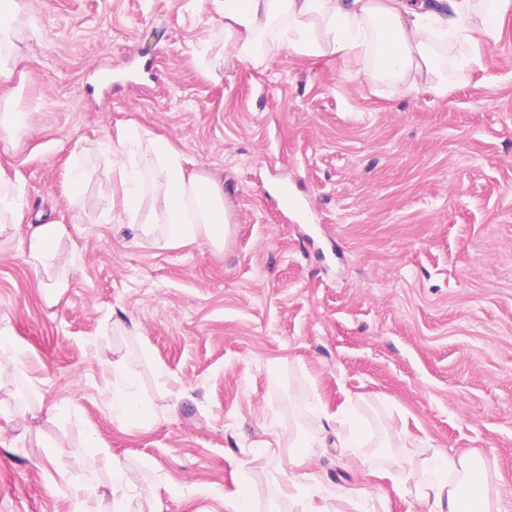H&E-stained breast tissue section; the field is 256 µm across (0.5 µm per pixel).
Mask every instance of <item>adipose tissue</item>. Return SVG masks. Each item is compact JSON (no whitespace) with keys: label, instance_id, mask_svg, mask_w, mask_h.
<instances>
[{"label":"adipose tissue","instance_id":"adipose-tissue-1","mask_svg":"<svg viewBox=\"0 0 512 512\" xmlns=\"http://www.w3.org/2000/svg\"><path fill=\"white\" fill-rule=\"evenodd\" d=\"M211 0L224 20V48L255 65L270 54L268 37L307 57L336 54L356 64L369 84L387 82L400 94L428 85L448 93V74L433 44L449 43L464 65L479 64L481 47L496 43L500 19L512 0ZM24 0H0V85L9 84L22 59L13 41ZM105 181L119 180L122 207L138 235L157 247L206 242L224 244L227 203L224 184L192 167L185 154L148 131L129 126L102 145ZM58 224H39L30 235V254L43 267L65 265L58 250ZM399 496H413L429 512H502L501 494L476 453H438L421 473L405 465L380 471Z\"/></svg>","mask_w":512,"mask_h":512}]
</instances>
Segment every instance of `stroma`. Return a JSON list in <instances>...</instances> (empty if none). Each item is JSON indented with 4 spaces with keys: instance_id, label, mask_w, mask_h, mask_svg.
Returning a JSON list of instances; mask_svg holds the SVG:
<instances>
[{
    "instance_id": "stroma-1",
    "label": "stroma",
    "mask_w": 512,
    "mask_h": 512,
    "mask_svg": "<svg viewBox=\"0 0 512 512\" xmlns=\"http://www.w3.org/2000/svg\"><path fill=\"white\" fill-rule=\"evenodd\" d=\"M25 2L27 60L0 89V192L27 204L0 231V512H225L242 487L253 512H304L269 489L315 433L300 471L329 512H407L375 471L465 452L512 512V12L440 98L332 54L239 60L209 0ZM130 123L223 180L222 249L139 245L105 208L100 145ZM280 183L315 225L277 210ZM40 216L70 258L52 301L57 270L29 260ZM124 387L149 428L113 415Z\"/></svg>"
}]
</instances>
